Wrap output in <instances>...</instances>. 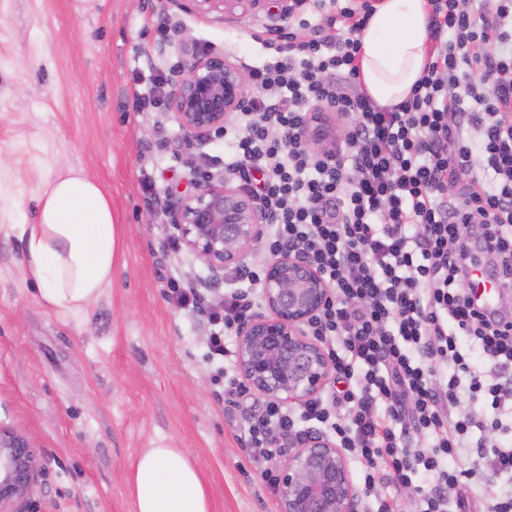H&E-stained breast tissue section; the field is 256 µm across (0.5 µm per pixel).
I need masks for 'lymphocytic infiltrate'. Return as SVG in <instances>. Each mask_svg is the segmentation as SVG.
Here are the masks:
<instances>
[{
    "mask_svg": "<svg viewBox=\"0 0 512 512\" xmlns=\"http://www.w3.org/2000/svg\"><path fill=\"white\" fill-rule=\"evenodd\" d=\"M427 7L430 59L392 109L358 80L373 0H344L331 34L289 33L275 62L252 68L250 104L224 131L229 169L263 177L269 253L302 252L332 289L307 333L347 385L296 414L265 404L250 443L273 486L278 439L320 426L363 465L370 512H400L380 479L415 490L422 512H470L478 478L512 480V442H498L512 432V319L471 286L475 244L512 279V0ZM316 107L350 117L341 146L309 144ZM463 224L479 226L474 243Z\"/></svg>",
    "mask_w": 512,
    "mask_h": 512,
    "instance_id": "1",
    "label": "lymphocytic infiltrate"
}]
</instances>
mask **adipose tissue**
I'll return each instance as SVG.
<instances>
[{"instance_id": "1", "label": "adipose tissue", "mask_w": 512, "mask_h": 512, "mask_svg": "<svg viewBox=\"0 0 512 512\" xmlns=\"http://www.w3.org/2000/svg\"><path fill=\"white\" fill-rule=\"evenodd\" d=\"M426 0H380L362 30L357 64L363 90L390 109L411 94L430 59ZM23 267L41 303L55 313H84L112 283L115 226L101 185L80 167L50 175L32 223L12 224ZM133 512H212L198 462L182 449H146L127 477Z\"/></svg>"}]
</instances>
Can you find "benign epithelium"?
<instances>
[{"label":"benign epithelium","instance_id":"7a95c632","mask_svg":"<svg viewBox=\"0 0 512 512\" xmlns=\"http://www.w3.org/2000/svg\"><path fill=\"white\" fill-rule=\"evenodd\" d=\"M296 0H167L173 15L237 19L262 12L286 18ZM248 76L222 53L193 57L167 79L166 107L185 140L202 144L248 98ZM163 215L179 245L200 259L209 275L198 287L224 303V274L240 270L263 239L267 214L244 188L221 173L198 171L194 191L164 205ZM332 290L301 254L283 252L264 269V311L239 323L237 368L243 385L278 405H303L315 398L334 373L323 346L307 326L330 301ZM44 474L39 449L0 426V512H37L35 495ZM360 492L344 451L329 436L306 432L288 436L279 462L278 512H359Z\"/></svg>","mask_w":512,"mask_h":512}]
</instances>
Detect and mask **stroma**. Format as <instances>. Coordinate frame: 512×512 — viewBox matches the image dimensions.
Here are the masks:
<instances>
[{"label": "stroma", "mask_w": 512, "mask_h": 512, "mask_svg": "<svg viewBox=\"0 0 512 512\" xmlns=\"http://www.w3.org/2000/svg\"><path fill=\"white\" fill-rule=\"evenodd\" d=\"M164 0H0V225L31 222L49 172L83 166L105 189L116 228L112 283L77 317L45 308L23 246L0 232V425L44 456L40 512H132L126 477L160 441L199 461L213 512H276L247 427L265 405L225 386L212 357L209 297L195 310L170 288L205 266L156 209L190 191L193 169H223V136L185 144L160 79ZM187 52L264 64L279 17L177 18ZM150 98L138 109L135 95Z\"/></svg>", "instance_id": "1"}]
</instances>
